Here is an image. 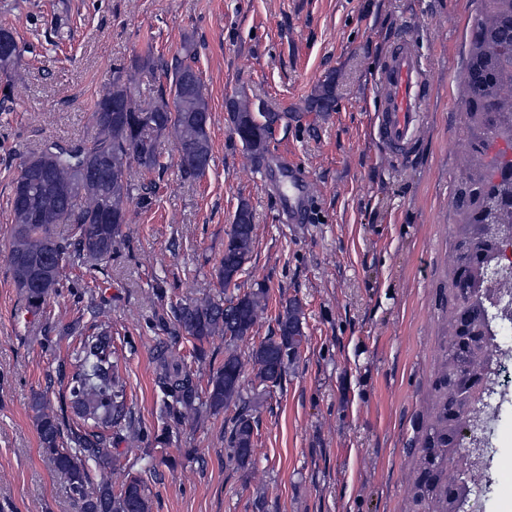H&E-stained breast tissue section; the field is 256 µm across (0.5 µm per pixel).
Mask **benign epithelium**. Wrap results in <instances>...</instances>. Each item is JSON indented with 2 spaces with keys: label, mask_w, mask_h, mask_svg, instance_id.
<instances>
[{
  "label": "benign epithelium",
  "mask_w": 512,
  "mask_h": 512,
  "mask_svg": "<svg viewBox=\"0 0 512 512\" xmlns=\"http://www.w3.org/2000/svg\"><path fill=\"white\" fill-rule=\"evenodd\" d=\"M499 25L494 54L499 63L512 59V2L498 13ZM512 101V87L484 99L474 108L482 125L502 130L494 143L473 141L469 154L489 151L496 159L493 174L465 178V201L460 209L465 224L460 226L456 263L451 282L456 295L467 302L457 311L448 339V366L444 368L440 389L446 393L442 404L446 420L442 430L448 456L459 457L463 465L456 471L444 469L445 459H437L429 469H418L414 495L420 499L427 484L434 481L447 493L446 512H461L468 499V472L482 467L484 439L481 421L474 409L478 402L496 391V379L490 364L488 307L497 304L493 281L501 262L512 256V164L504 159L512 150V115L496 111L497 97ZM470 433V446L458 451L463 432Z\"/></svg>",
  "instance_id": "7a95c632"
}]
</instances>
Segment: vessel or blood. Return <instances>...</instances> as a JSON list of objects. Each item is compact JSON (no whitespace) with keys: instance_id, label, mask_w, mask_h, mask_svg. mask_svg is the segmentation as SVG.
<instances>
[{"instance_id":"obj_1","label":"vessel or blood","mask_w":512,"mask_h":512,"mask_svg":"<svg viewBox=\"0 0 512 512\" xmlns=\"http://www.w3.org/2000/svg\"><path fill=\"white\" fill-rule=\"evenodd\" d=\"M429 87V68L412 38L396 37L379 65L375 81L377 135L396 156H407L417 142Z\"/></svg>"}]
</instances>
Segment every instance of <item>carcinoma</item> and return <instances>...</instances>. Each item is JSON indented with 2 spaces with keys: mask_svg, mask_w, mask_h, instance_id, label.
I'll return each mask as SVG.
<instances>
[{
  "mask_svg": "<svg viewBox=\"0 0 512 512\" xmlns=\"http://www.w3.org/2000/svg\"><path fill=\"white\" fill-rule=\"evenodd\" d=\"M5 39L13 54L7 63L0 64V95L8 98L11 73L22 46L12 30L5 33ZM152 63L148 53L129 65L115 66L112 84L92 112L91 135L76 140H46L20 166V171L34 173L30 193L35 214L12 207L8 263L13 283L30 310H39L57 294L65 268H83L92 276L104 271L103 264L112 258L116 239L127 223L132 191L129 169L136 165L152 172L159 167L162 138L173 140L184 151L189 160V166L180 167L184 176L201 178L210 167V136L199 119L209 112V103L192 65V52L161 67L163 76L169 79V93L156 103L143 105L134 96L135 73ZM249 112L246 104H233L228 120L245 151L260 159L267 154L273 125L282 116L262 107L252 116ZM106 159L120 164L118 176L92 174ZM114 214L121 220L106 222ZM60 224L71 225L68 235L57 232ZM254 230L252 210L242 200L224 244L219 269L222 288L238 287ZM265 309L266 291L262 287L230 297L205 292L172 307L175 331L198 342L196 358L206 356L204 343L216 335L224 337L226 351L224 364L209 375L203 389L194 373L173 353L158 355V385L166 427L155 435V443L166 445L171 441L172 429L232 406L235 413L225 437L227 458L243 469L252 463L253 410L258 394H242L243 363L235 345L249 335ZM300 325V305L289 301L278 316L277 333L252 348L250 359L262 389L280 384L288 364L297 357L305 341ZM90 329L92 333L86 335L80 323L70 327V332L79 335L78 345L71 354V369L61 377L71 407L81 414L87 427L64 432V414L53 409L47 394L35 393L30 408L40 447L65 482L78 512H151L141 475L127 474L117 490L103 478L95 483L90 477L89 465L102 469L113 465L110 438L104 429L120 427L127 415L125 385L114 360L108 326L94 323Z\"/></svg>",
  "mask_w": 512,
  "mask_h": 512,
  "instance_id": "cac0c4a2",
  "label": "carcinoma"
}]
</instances>
